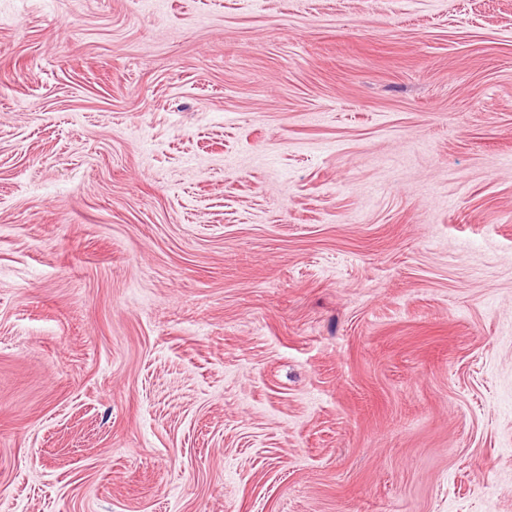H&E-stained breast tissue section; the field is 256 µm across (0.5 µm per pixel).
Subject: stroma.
<instances>
[{
  "label": "stroma",
  "instance_id": "1",
  "mask_svg": "<svg viewBox=\"0 0 512 512\" xmlns=\"http://www.w3.org/2000/svg\"><path fill=\"white\" fill-rule=\"evenodd\" d=\"M0 512H512V0H0Z\"/></svg>",
  "mask_w": 512,
  "mask_h": 512
}]
</instances>
